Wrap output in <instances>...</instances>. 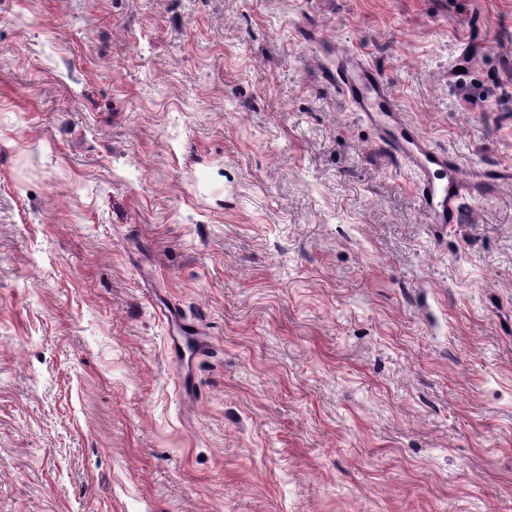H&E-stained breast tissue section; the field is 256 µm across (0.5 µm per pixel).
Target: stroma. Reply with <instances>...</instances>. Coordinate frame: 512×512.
I'll return each instance as SVG.
<instances>
[{
  "label": "stroma",
  "mask_w": 512,
  "mask_h": 512,
  "mask_svg": "<svg viewBox=\"0 0 512 512\" xmlns=\"http://www.w3.org/2000/svg\"><path fill=\"white\" fill-rule=\"evenodd\" d=\"M341 50L512 165V0H0V512H512V194ZM333 79L356 111L378 130L390 152L413 169L415 195L427 223L444 227L459 223L462 201L477 187L492 193L512 190L511 166L492 164L469 174L455 155L435 150L416 127L400 118L389 87L358 55L336 54Z\"/></svg>",
  "instance_id": "1"
}]
</instances>
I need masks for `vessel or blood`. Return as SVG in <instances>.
Listing matches in <instances>:
<instances>
[{
	"instance_id": "1",
	"label": "vessel or blood",
	"mask_w": 512,
	"mask_h": 512,
	"mask_svg": "<svg viewBox=\"0 0 512 512\" xmlns=\"http://www.w3.org/2000/svg\"><path fill=\"white\" fill-rule=\"evenodd\" d=\"M333 78L343 96L378 130L390 152L411 167L415 195L431 224H455L463 199L476 188L512 190V167L492 164L469 173L458 158L435 150L413 125L399 116L397 102L375 69L358 55L336 56Z\"/></svg>"
}]
</instances>
